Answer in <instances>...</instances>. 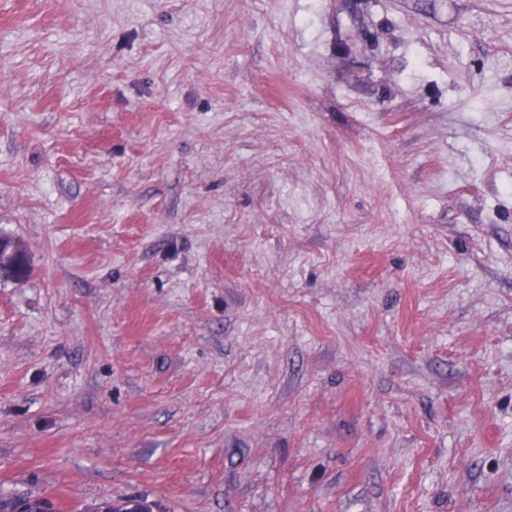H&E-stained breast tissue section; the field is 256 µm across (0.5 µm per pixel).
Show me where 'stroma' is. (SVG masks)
Segmentation results:
<instances>
[{
	"mask_svg": "<svg viewBox=\"0 0 512 512\" xmlns=\"http://www.w3.org/2000/svg\"><path fill=\"white\" fill-rule=\"evenodd\" d=\"M0 498L512 512V0H0ZM26 246L18 240L0 237V275L23 280L29 274Z\"/></svg>",
	"mask_w": 512,
	"mask_h": 512,
	"instance_id": "1",
	"label": "stroma"
}]
</instances>
